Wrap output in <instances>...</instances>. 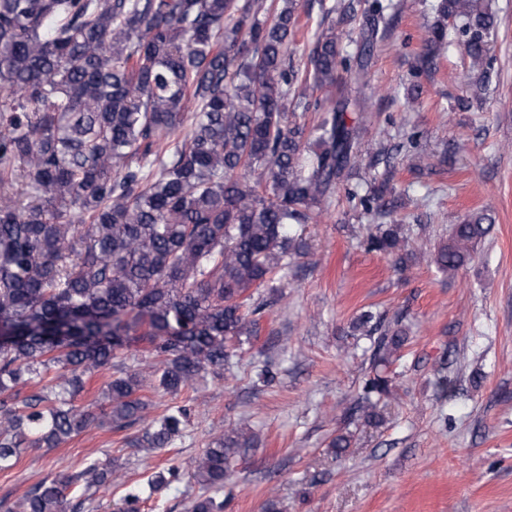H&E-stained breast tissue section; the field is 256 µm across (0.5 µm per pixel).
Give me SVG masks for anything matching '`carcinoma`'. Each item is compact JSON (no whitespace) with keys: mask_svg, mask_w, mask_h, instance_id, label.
Segmentation results:
<instances>
[{"mask_svg":"<svg viewBox=\"0 0 512 512\" xmlns=\"http://www.w3.org/2000/svg\"><path fill=\"white\" fill-rule=\"evenodd\" d=\"M388 8L372 0L361 38L389 25ZM432 10L421 67L447 52L453 18L482 89L495 14L483 0H436ZM298 19V0L272 17L266 0H0V472L22 448H57L104 425L144 423L131 446L169 447L188 409L153 416V397L224 377L255 335L266 303L252 289L288 280L291 260L307 254L288 226L323 211L336 179L357 167L365 131L346 122L349 106L366 108L353 96L360 77L337 81L349 59L331 28L316 35L304 73L288 64ZM291 107L330 116L309 129L288 120ZM258 170L265 190L249 180ZM388 183L366 181L365 210ZM491 223L476 212L455 225L438 268L472 259ZM367 246L405 264L397 224ZM355 328L377 335L379 365L407 340L370 314ZM100 370L110 372L100 397L76 405ZM373 396H392L377 372L362 381V399L366 420L378 422ZM252 445L232 428L203 450L188 477L210 495L191 499L189 512H224L233 457ZM120 468L110 455L92 458L0 507L95 512ZM181 477L174 466L156 473L149 495ZM144 500L132 488L115 512H141Z\"/></svg>","mask_w":512,"mask_h":512,"instance_id":"1","label":"carcinoma"}]
</instances>
